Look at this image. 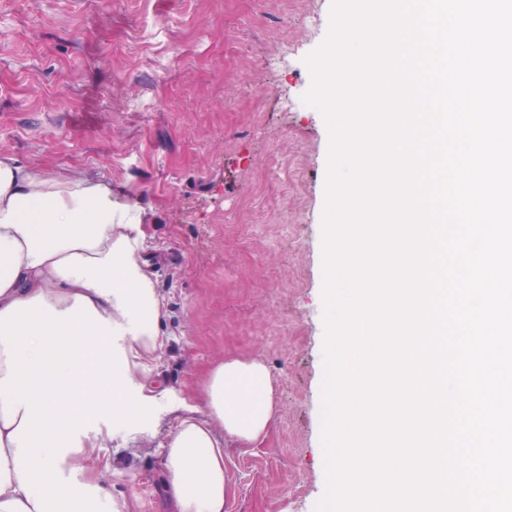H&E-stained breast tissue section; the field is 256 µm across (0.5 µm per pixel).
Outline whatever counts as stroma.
Returning a JSON list of instances; mask_svg holds the SVG:
<instances>
[{"label": "stroma", "mask_w": 512, "mask_h": 512, "mask_svg": "<svg viewBox=\"0 0 512 512\" xmlns=\"http://www.w3.org/2000/svg\"><path fill=\"white\" fill-rule=\"evenodd\" d=\"M334 0H0V154L36 171L110 181L144 211L164 298L152 362L207 409L204 372L269 367L276 418L258 443L224 441L228 512H315L321 445L323 215L331 140L303 101L304 63ZM175 425L88 451L74 485L121 512H167Z\"/></svg>", "instance_id": "stroma-1"}]
</instances>
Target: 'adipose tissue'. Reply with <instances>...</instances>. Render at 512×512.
<instances>
[{"mask_svg": "<svg viewBox=\"0 0 512 512\" xmlns=\"http://www.w3.org/2000/svg\"><path fill=\"white\" fill-rule=\"evenodd\" d=\"M144 213L112 185L0 154V512H115L64 470L114 432L177 422L165 448L171 512H227L224 440L272 425L271 373L229 358L202 379L209 418L156 393L162 303L143 255Z\"/></svg>", "mask_w": 512, "mask_h": 512, "instance_id": "ef3b65f1", "label": "adipose tissue"}]
</instances>
